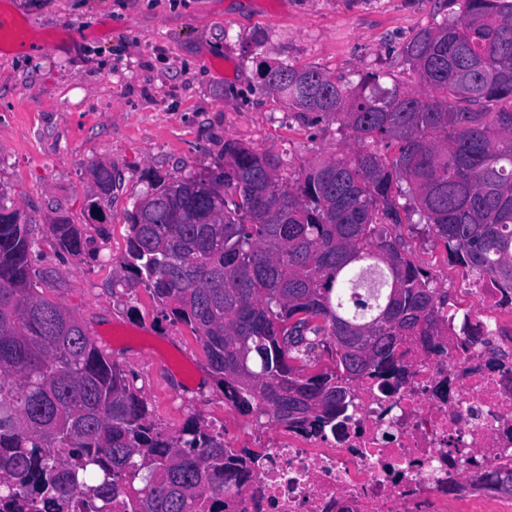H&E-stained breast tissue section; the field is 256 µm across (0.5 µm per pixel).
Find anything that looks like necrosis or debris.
I'll return each instance as SVG.
<instances>
[{
    "label": "necrosis or debris",
    "instance_id": "4bbe7bcc",
    "mask_svg": "<svg viewBox=\"0 0 512 512\" xmlns=\"http://www.w3.org/2000/svg\"><path fill=\"white\" fill-rule=\"evenodd\" d=\"M448 333L405 337L399 370L367 377L333 427L288 429L224 479L237 512H487L512 475V294L484 285Z\"/></svg>",
    "mask_w": 512,
    "mask_h": 512
}]
</instances>
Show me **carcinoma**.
Instances as JSON below:
<instances>
[{
	"mask_svg": "<svg viewBox=\"0 0 512 512\" xmlns=\"http://www.w3.org/2000/svg\"><path fill=\"white\" fill-rule=\"evenodd\" d=\"M460 7L403 45L425 94L381 99L312 67L260 69L357 151L289 178L281 159L228 141L220 182L159 176L127 212L116 285H144L190 327L239 413L322 429L363 378L396 369L405 337L447 332L445 298L384 226L401 223L398 194L451 262L512 293V0ZM393 141L390 160L371 148ZM92 176L112 193V169ZM52 230L56 251L85 250L78 225ZM36 246L0 205V500L12 512H231L214 478L259 453L195 420L155 428L125 370L40 294ZM317 348L331 368H314Z\"/></svg>",
	"mask_w": 512,
	"mask_h": 512,
	"instance_id": "1",
	"label": "carcinoma"
}]
</instances>
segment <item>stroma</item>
Segmentation results:
<instances>
[{
    "mask_svg": "<svg viewBox=\"0 0 512 512\" xmlns=\"http://www.w3.org/2000/svg\"><path fill=\"white\" fill-rule=\"evenodd\" d=\"M38 53H0V204L19 210L37 246L40 293L72 311L95 344L133 378L156 428L188 419L224 425L237 448H260L280 425L225 412L224 395L189 327L164 320L144 286L115 279L126 255L127 213L154 175L220 174L224 144L279 157L288 173L330 159L351 141L332 121L300 115L267 90L263 63L314 66L345 82L379 77L418 85L402 46L421 28L454 17L451 0H6ZM116 186L86 207L92 165ZM67 218L89 243L56 253L52 224ZM419 215L393 227L408 258L448 306L476 308L475 276L452 264Z\"/></svg>",
    "mask_w": 512,
    "mask_h": 512,
    "instance_id": "1",
    "label": "stroma"
}]
</instances>
